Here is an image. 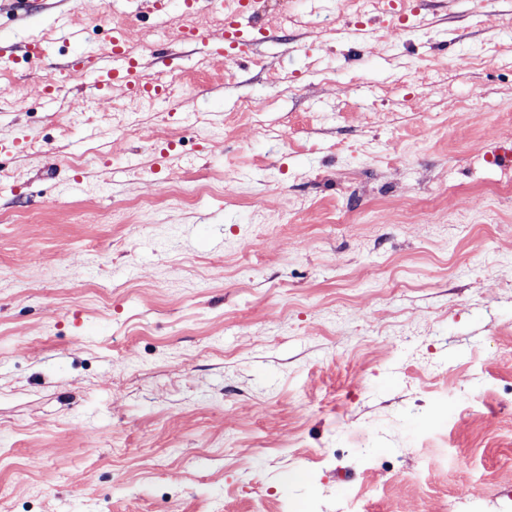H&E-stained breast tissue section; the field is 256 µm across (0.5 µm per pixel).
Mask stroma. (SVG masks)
<instances>
[{
	"mask_svg": "<svg viewBox=\"0 0 512 512\" xmlns=\"http://www.w3.org/2000/svg\"><path fill=\"white\" fill-rule=\"evenodd\" d=\"M262 9L0 0V512H512V0ZM247 0H238L236 8L224 16V29L218 35L199 32L196 29H184L181 40L184 43L197 46L204 55H224V41L228 40L237 53H243L249 47L251 40L245 34L257 29V14L250 9ZM71 64L74 68L86 70L93 77V87H122L140 96L158 95L160 87L151 83L139 60L132 56L127 42L120 31L113 32L109 47L94 55L76 54Z\"/></svg>",
	"mask_w": 512,
	"mask_h": 512,
	"instance_id": "obj_1",
	"label": "stroma"
}]
</instances>
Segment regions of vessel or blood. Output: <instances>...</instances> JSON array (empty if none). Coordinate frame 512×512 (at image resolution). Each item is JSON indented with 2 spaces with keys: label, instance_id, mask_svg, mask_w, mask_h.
I'll list each match as a JSON object with an SVG mask.
<instances>
[{
  "label": "vessel or blood",
  "instance_id": "obj_1",
  "mask_svg": "<svg viewBox=\"0 0 512 512\" xmlns=\"http://www.w3.org/2000/svg\"><path fill=\"white\" fill-rule=\"evenodd\" d=\"M257 15L249 8L248 0H237V6L226 12L224 29L219 34L202 33L195 29L181 32L184 43L197 46L202 54L223 55L225 46H234L237 52H245L250 42L248 32L256 29ZM74 68L87 71L92 76L95 89L122 87L144 97L157 95L159 86L151 83L138 59L130 53L121 32H114L109 47L94 55H74Z\"/></svg>",
  "mask_w": 512,
  "mask_h": 512
}]
</instances>
